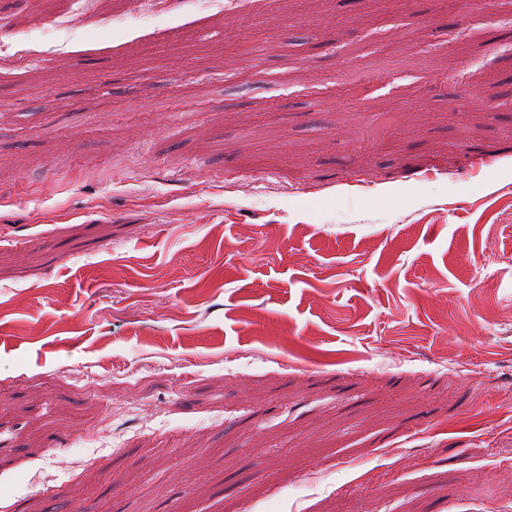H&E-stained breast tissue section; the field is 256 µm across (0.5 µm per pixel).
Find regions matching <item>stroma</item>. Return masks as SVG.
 <instances>
[{
    "instance_id": "35a3bbf8",
    "label": "stroma",
    "mask_w": 512,
    "mask_h": 512,
    "mask_svg": "<svg viewBox=\"0 0 512 512\" xmlns=\"http://www.w3.org/2000/svg\"><path fill=\"white\" fill-rule=\"evenodd\" d=\"M145 2L0 0V512H512V10Z\"/></svg>"
}]
</instances>
